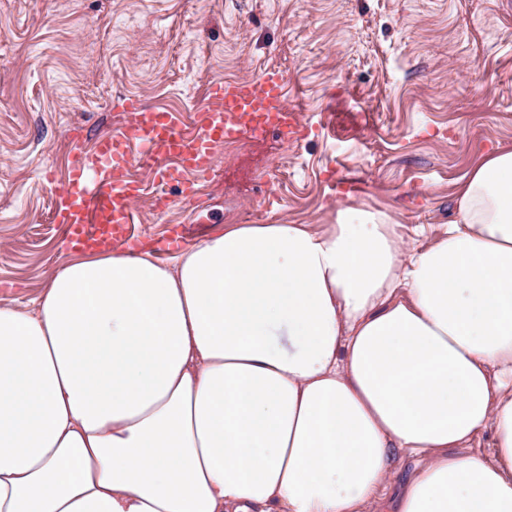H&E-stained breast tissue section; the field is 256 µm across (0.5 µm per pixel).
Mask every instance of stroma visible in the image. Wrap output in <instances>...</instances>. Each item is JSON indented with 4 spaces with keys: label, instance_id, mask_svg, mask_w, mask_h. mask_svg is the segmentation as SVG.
<instances>
[{
    "label": "stroma",
    "instance_id": "35a3bbf8",
    "mask_svg": "<svg viewBox=\"0 0 512 512\" xmlns=\"http://www.w3.org/2000/svg\"><path fill=\"white\" fill-rule=\"evenodd\" d=\"M267 67L307 131L217 147L195 202L143 196V241L373 208L418 248L470 170L512 148V0H0V300L29 303L61 260L70 156L126 120L125 99L188 123L208 82Z\"/></svg>",
    "mask_w": 512,
    "mask_h": 512
}]
</instances>
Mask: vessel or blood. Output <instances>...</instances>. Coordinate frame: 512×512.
I'll return each instance as SVG.
<instances>
[{"mask_svg":"<svg viewBox=\"0 0 512 512\" xmlns=\"http://www.w3.org/2000/svg\"><path fill=\"white\" fill-rule=\"evenodd\" d=\"M287 97V78L274 67L251 79L214 80L189 131L174 111L128 99L127 120L100 136L92 153L78 149L71 156L68 183L54 210L64 241L81 251L134 250V202L143 193L130 175L135 149L155 160V181L177 183L181 200L191 201L199 180L214 168L218 146L271 132L291 140L302 135Z\"/></svg>","mask_w":512,"mask_h":512,"instance_id":"b4317fda","label":"vessel or blood"}]
</instances>
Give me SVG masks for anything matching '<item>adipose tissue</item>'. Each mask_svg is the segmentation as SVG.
Instances as JSON below:
<instances>
[{
    "label": "adipose tissue",
    "instance_id": "ef3b65f1",
    "mask_svg": "<svg viewBox=\"0 0 512 512\" xmlns=\"http://www.w3.org/2000/svg\"><path fill=\"white\" fill-rule=\"evenodd\" d=\"M455 200L65 253L0 302V512H366L401 451L396 512H512V149Z\"/></svg>",
    "mask_w": 512,
    "mask_h": 512
}]
</instances>
